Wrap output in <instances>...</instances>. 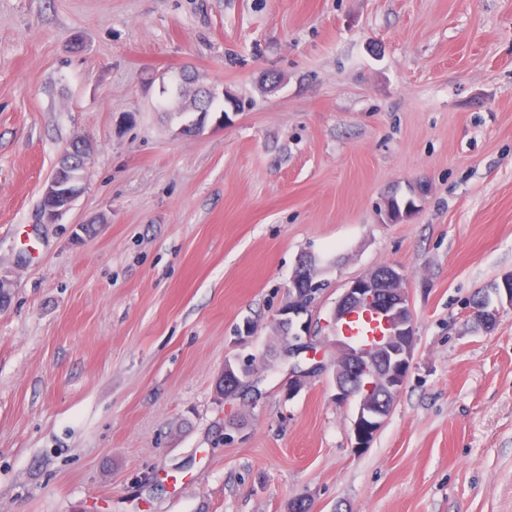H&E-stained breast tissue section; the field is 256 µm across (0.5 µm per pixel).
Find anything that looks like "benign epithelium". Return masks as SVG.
<instances>
[{
	"label": "benign epithelium",
	"mask_w": 512,
	"mask_h": 512,
	"mask_svg": "<svg viewBox=\"0 0 512 512\" xmlns=\"http://www.w3.org/2000/svg\"><path fill=\"white\" fill-rule=\"evenodd\" d=\"M62 157L66 164L56 167L42 188L41 214L47 224L56 223L82 194L91 167V146L86 140L76 138ZM297 268L311 280L310 291L300 294L290 288L288 305L279 309L276 319L281 341L276 363L288 366V394L300 391L316 377L332 374L336 399L356 402L353 447L367 448L392 409L393 400L382 398V394L396 395L408 378L413 360L416 333L405 275L395 268L386 274L375 268L349 282L336 301L330 320L325 322L327 335L334 336L336 357L332 358L321 352L319 341L308 332V324L302 320L303 316L311 315L316 301L318 261L302 256ZM363 308L373 312L385 327L384 336L370 349L336 335L338 324ZM473 310L485 325L496 323L499 311L490 300H477ZM267 370L268 366H257L248 360H227L224 383L255 393Z\"/></svg>",
	"instance_id": "1"
}]
</instances>
